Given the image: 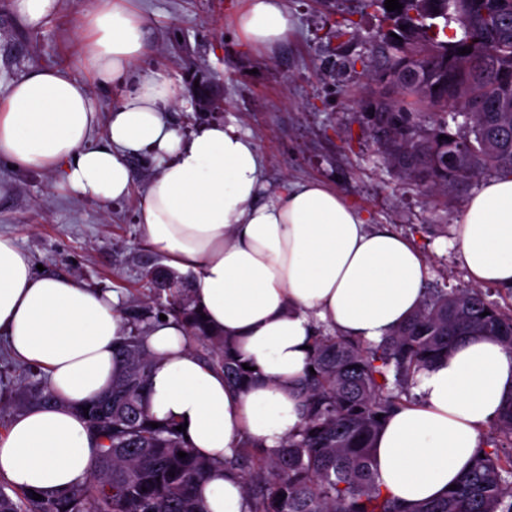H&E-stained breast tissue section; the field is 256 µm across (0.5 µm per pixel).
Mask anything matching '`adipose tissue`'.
<instances>
[{"mask_svg": "<svg viewBox=\"0 0 512 512\" xmlns=\"http://www.w3.org/2000/svg\"><path fill=\"white\" fill-rule=\"evenodd\" d=\"M231 11L243 49L271 50L288 36L285 0H233ZM144 26L130 0H97L80 17L78 69L32 68L0 102V159L57 172L59 188L106 205L131 191L129 157L152 156L140 237L189 275L194 304L237 343L256 379L231 389L181 325L157 320L145 332L155 365L144 404L156 419L186 424L189 445L214 461L198 489L204 512H245L242 479L222 461L246 439L278 448L301 426L315 327L379 342L419 308L429 266L322 182L269 189L262 154L237 126L178 134L176 84L139 66ZM114 85L124 92L104 122L92 89ZM453 233L474 283L512 288V178L487 180ZM126 332L118 294L37 272L16 238L0 234V334L16 357L45 368L54 396L18 411L0 437L1 479L49 495L89 479L98 441L79 409L111 388ZM417 390L418 402L393 412L374 444L378 486L407 504L442 496L469 471L482 430L512 397V352L468 337L419 374Z\"/></svg>", "mask_w": 512, "mask_h": 512, "instance_id": "ef3b65f1", "label": "adipose tissue"}]
</instances>
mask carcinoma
I'll return each mask as SVG.
<instances>
[{
	"mask_svg": "<svg viewBox=\"0 0 512 512\" xmlns=\"http://www.w3.org/2000/svg\"><path fill=\"white\" fill-rule=\"evenodd\" d=\"M398 2L399 12L367 0L383 8L384 26L375 34V88L363 104L375 109L384 162L401 180L445 197L446 207L452 187L486 174L512 176V84L503 81L512 75V0ZM466 42L472 52L461 55ZM407 67L418 71L417 82L395 76ZM450 81L451 95L431 97L430 87ZM450 109L466 112L464 128L449 129ZM144 278L150 294L123 302L131 327L119 348L124 371L87 404L99 440L91 479L40 501L30 490L0 486V512H202L197 489L213 462L194 454L177 423L146 410L153 360L143 333L164 314L186 326L196 355L229 386L248 387L254 372L201 318L173 272L153 269ZM467 336H489L512 350V309L477 288L434 290L376 344L317 327L309 361L315 373L300 381L302 427L277 449L245 440L224 458V468L241 474L248 512H512V399L490 426L483 456L443 497L403 507L375 481L372 446L384 421L409 403L417 375Z\"/></svg>",
	"mask_w": 512,
	"mask_h": 512,
	"instance_id": "carcinoma-1",
	"label": "carcinoma"
}]
</instances>
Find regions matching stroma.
Segmentation results:
<instances>
[{
    "mask_svg": "<svg viewBox=\"0 0 512 512\" xmlns=\"http://www.w3.org/2000/svg\"><path fill=\"white\" fill-rule=\"evenodd\" d=\"M96 0H59L39 27L26 26L14 0H0V97L33 66H74L82 12ZM145 18L144 66L167 71L181 89L173 114L182 134L221 121L254 139L266 163L269 189L287 179L327 183L357 205L371 224L402 234L426 257L428 287L468 288L472 282L451 246V218L479 189L472 181L448 201L441 222L429 196L401 181L378 156L375 133L358 102L377 54L381 9L364 0H286L290 31L270 51H244L228 0H132ZM352 20L355 34L339 24ZM219 82L221 110L199 111L195 80ZM131 194L111 207L56 189L54 173L18 170L0 161V233L17 238L34 264L53 275L76 276L122 296L145 292L143 274L163 264L140 241L136 216L155 172L145 157L130 158ZM28 364L11 356L0 335V435L20 400Z\"/></svg>",
    "mask_w": 512,
    "mask_h": 512,
    "instance_id": "obj_1",
    "label": "stroma"
}]
</instances>
